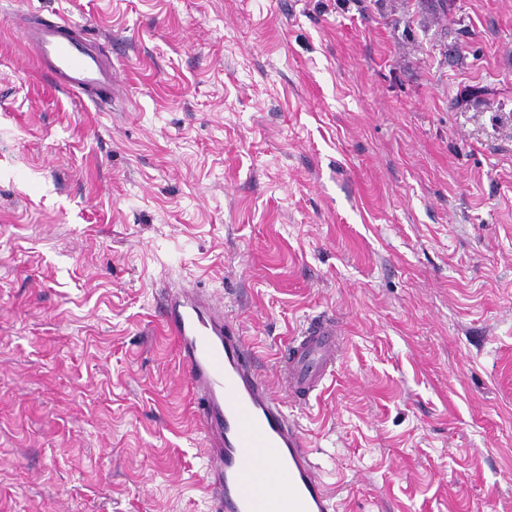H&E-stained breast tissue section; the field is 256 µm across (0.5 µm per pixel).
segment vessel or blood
<instances>
[{
    "label": "vessel or blood",
    "instance_id": "1",
    "mask_svg": "<svg viewBox=\"0 0 512 512\" xmlns=\"http://www.w3.org/2000/svg\"><path fill=\"white\" fill-rule=\"evenodd\" d=\"M27 44L54 85L98 102L116 87L112 54L62 14L32 22ZM160 322L175 341L195 397L208 454L204 480L211 512H337L311 459L305 434L256 366V351L223 308L197 289L163 290ZM334 317L319 315L278 352L289 394L307 402L334 373L341 352Z\"/></svg>",
    "mask_w": 512,
    "mask_h": 512
}]
</instances>
